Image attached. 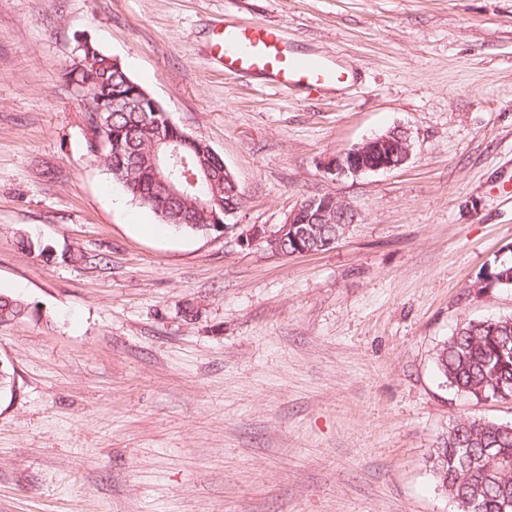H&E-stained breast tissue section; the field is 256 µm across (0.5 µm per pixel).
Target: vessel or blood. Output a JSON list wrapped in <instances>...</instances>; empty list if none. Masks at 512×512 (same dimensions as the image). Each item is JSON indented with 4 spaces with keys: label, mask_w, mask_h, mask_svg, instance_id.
<instances>
[{
    "label": "vessel or blood",
    "mask_w": 512,
    "mask_h": 512,
    "mask_svg": "<svg viewBox=\"0 0 512 512\" xmlns=\"http://www.w3.org/2000/svg\"><path fill=\"white\" fill-rule=\"evenodd\" d=\"M210 54L223 62L225 73L258 74L287 93L339 86L350 78L349 71L331 66L326 58L299 51L280 30L258 22L228 24L217 30Z\"/></svg>",
    "instance_id": "obj_1"
}]
</instances>
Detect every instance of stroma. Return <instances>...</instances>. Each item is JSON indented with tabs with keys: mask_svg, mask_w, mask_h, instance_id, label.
<instances>
[{
	"mask_svg": "<svg viewBox=\"0 0 512 512\" xmlns=\"http://www.w3.org/2000/svg\"><path fill=\"white\" fill-rule=\"evenodd\" d=\"M263 23L354 79L288 94L228 77L224 23ZM85 40L208 143L242 193L239 231L330 195L355 219L332 249L155 217L84 151L62 70ZM409 132L405 166L328 161ZM103 253L93 265L43 261ZM512 255V0H0V512H458L432 456L458 418L512 424V400L442 383L465 320L512 316L474 293ZM25 300L7 294H0V323L20 320L29 313Z\"/></svg>",
	"mask_w": 512,
	"mask_h": 512,
	"instance_id": "1",
	"label": "stroma"
}]
</instances>
